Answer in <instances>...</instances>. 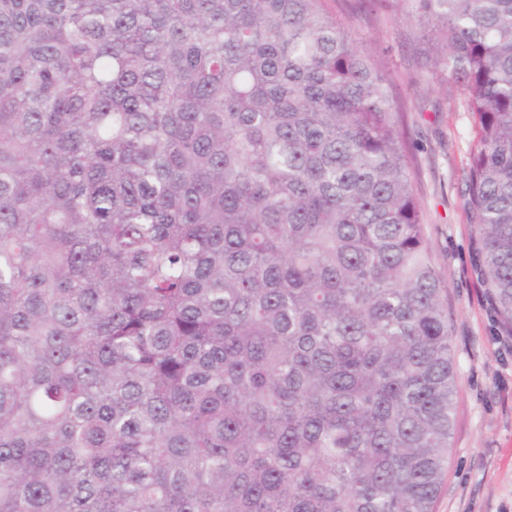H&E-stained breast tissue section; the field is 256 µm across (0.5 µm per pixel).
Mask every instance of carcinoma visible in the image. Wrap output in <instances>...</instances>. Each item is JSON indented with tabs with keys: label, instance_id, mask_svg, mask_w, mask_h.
Listing matches in <instances>:
<instances>
[{
	"label": "carcinoma",
	"instance_id": "obj_1",
	"mask_svg": "<svg viewBox=\"0 0 512 512\" xmlns=\"http://www.w3.org/2000/svg\"><path fill=\"white\" fill-rule=\"evenodd\" d=\"M327 2L0 0V512H435L446 288ZM414 2L512 336V0Z\"/></svg>",
	"mask_w": 512,
	"mask_h": 512
}]
</instances>
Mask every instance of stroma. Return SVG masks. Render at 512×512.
Segmentation results:
<instances>
[{"mask_svg":"<svg viewBox=\"0 0 512 512\" xmlns=\"http://www.w3.org/2000/svg\"><path fill=\"white\" fill-rule=\"evenodd\" d=\"M397 11L330 10L366 51L386 53L404 106L414 181L434 266L447 288L456 382V422L448 476L437 512H512V337L502 333L474 268L475 239L465 211L464 170L475 137L460 102L448 98V75L431 44L409 34Z\"/></svg>","mask_w":512,"mask_h":512,"instance_id":"stroma-1","label":"stroma"}]
</instances>
